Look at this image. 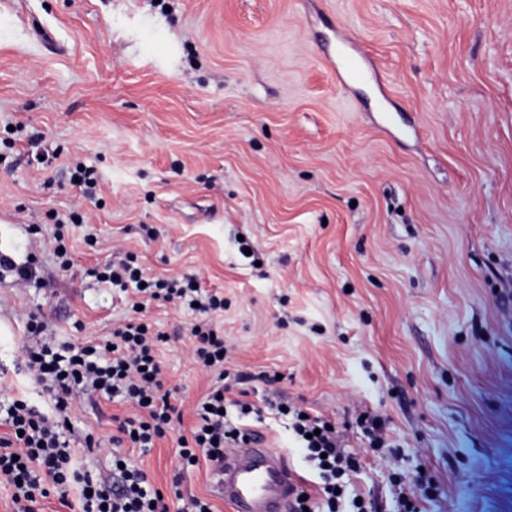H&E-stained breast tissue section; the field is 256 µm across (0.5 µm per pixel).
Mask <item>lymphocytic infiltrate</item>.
<instances>
[{"mask_svg": "<svg viewBox=\"0 0 512 512\" xmlns=\"http://www.w3.org/2000/svg\"><path fill=\"white\" fill-rule=\"evenodd\" d=\"M86 274L133 292L132 315L113 324L108 337L58 343L49 336L44 315L29 314L21 360L42 384L49 404L43 410L23 397L0 403V425L7 428L0 434V482L13 489L14 512H38L41 501L52 496L69 512H214L210 502L183 495L181 474L204 462L216 463L223 459L225 449L248 442L253 432L242 419L262 413L260 407L234 397V384L225 381L227 350L215 323L224 310L223 296L203 294L193 277L150 276L131 251L87 269ZM150 300L195 310L197 319L187 328L191 357L214 375L213 384L195 407L190 436L177 439L180 472L165 495L121 452L126 445L149 451L182 420L176 391L166 387L158 358L165 335L143 316ZM94 395L134 409L132 415L116 418V432L108 440L96 439L90 432L83 439L88 450L108 448L113 463L120 466L113 482L94 478L72 462L71 408L82 397ZM284 414L317 477V499L296 496L294 512H367L350 483L359 462L344 448L335 423L294 406L286 407ZM73 487L78 490L74 499L69 496Z\"/></svg>", "mask_w": 512, "mask_h": 512, "instance_id": "1", "label": "lymphocytic infiltrate"}]
</instances>
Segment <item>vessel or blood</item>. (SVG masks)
I'll return each instance as SVG.
<instances>
[{"mask_svg":"<svg viewBox=\"0 0 512 512\" xmlns=\"http://www.w3.org/2000/svg\"><path fill=\"white\" fill-rule=\"evenodd\" d=\"M365 61L358 45L349 43L340 69L359 80L367 71ZM301 482V476L284 465L281 449L256 438L225 452L212 471L211 488L232 512H284Z\"/></svg>","mask_w":512,"mask_h":512,"instance_id":"b4317fda","label":"vessel or blood"}]
</instances>
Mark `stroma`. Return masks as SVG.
<instances>
[{"instance_id":"35a3bbf8","label":"stroma","mask_w":512,"mask_h":512,"mask_svg":"<svg viewBox=\"0 0 512 512\" xmlns=\"http://www.w3.org/2000/svg\"><path fill=\"white\" fill-rule=\"evenodd\" d=\"M341 40L369 80L338 82ZM77 206L64 272L28 227ZM117 247L223 292L224 367L279 374L246 390L288 468L310 473L278 402L335 421L374 512L408 478L429 488L416 512H512V0H0V252L36 263L26 283L0 270V399L48 404L19 360L28 312L59 342L124 317L84 273ZM146 319L189 434L214 382L191 315ZM366 411L389 448L372 452ZM129 412L73 407L81 469L111 476L83 436ZM133 459L167 488L176 439Z\"/></svg>"}]
</instances>
